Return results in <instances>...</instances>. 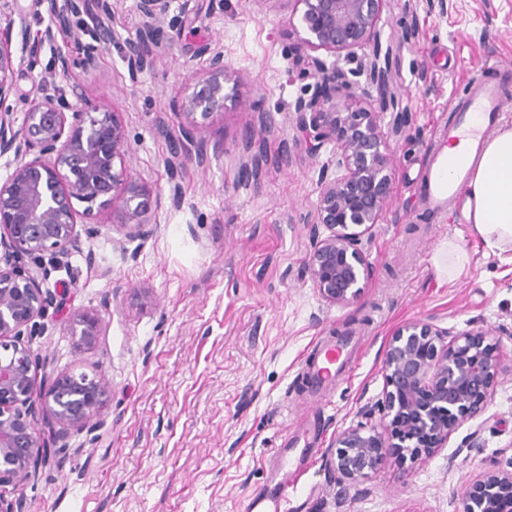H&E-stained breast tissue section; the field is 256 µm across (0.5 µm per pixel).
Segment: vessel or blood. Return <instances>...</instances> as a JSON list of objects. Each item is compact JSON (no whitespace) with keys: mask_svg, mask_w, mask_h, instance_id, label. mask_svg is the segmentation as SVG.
Listing matches in <instances>:
<instances>
[{"mask_svg":"<svg viewBox=\"0 0 512 512\" xmlns=\"http://www.w3.org/2000/svg\"><path fill=\"white\" fill-rule=\"evenodd\" d=\"M511 83L512 70L506 68L494 76L476 75L453 94L454 117L429 148L422 169L417 191L420 210L436 219L455 210L472 174L470 161L481 155L504 108L506 88ZM464 138L469 141V158L449 157V144ZM309 357L308 374L311 382L318 385L331 382L349 365L342 346L320 339L313 342ZM316 443L313 432L303 440L291 438L281 443L275 451L278 464L269 476V488L265 494L249 499L243 512H291L293 491L309 461L307 450Z\"/></svg>","mask_w":512,"mask_h":512,"instance_id":"obj_1","label":"vessel or blood"}]
</instances>
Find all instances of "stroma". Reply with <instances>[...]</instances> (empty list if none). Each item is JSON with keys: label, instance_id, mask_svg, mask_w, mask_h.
<instances>
[{"label": "stroma", "instance_id": "stroma-1", "mask_svg": "<svg viewBox=\"0 0 512 512\" xmlns=\"http://www.w3.org/2000/svg\"><path fill=\"white\" fill-rule=\"evenodd\" d=\"M112 40L98 64L80 63L91 37L78 29L40 35L51 19L37 0H14L11 18L38 43L34 65L15 72L8 101L15 127L26 112L78 91L117 113L130 142L131 173L158 191L153 224L128 240L111 210L77 204L80 239L45 282L62 301L33 343L36 385L60 374L103 373L112 385L97 438L72 434L67 448L22 486V512H241L263 490L282 439L307 425L319 444L298 483L293 512H462L481 473L512 469V375L498 377L485 407L445 447L409 471L386 461L356 495L327 464L337 433L382 396L383 351L393 332L426 320L454 332L505 329L498 351L512 361V250L488 249L456 213L443 224L417 218L415 186L424 152L448 120L457 88L480 70L512 64V0H387L377 22L393 49L397 108L408 120L394 142L392 203L364 251L371 276L358 302L338 307L307 270L321 171L337 175L336 149L310 154L299 101L320 94L311 59L349 69L371 46L334 54L303 46L286 0H171L178 22L163 26L168 49L131 77L125 43L142 27L138 0H111ZM69 49L67 73L57 53ZM224 56L223 112L183 106ZM190 128L201 159L177 175L166 165L164 129ZM181 188L169 200L170 179ZM458 242L470 261L456 274L434 257ZM98 316L94 343L74 348L72 312ZM358 336L351 372L308 392L306 350L316 337ZM479 452L448 457L472 432Z\"/></svg>", "mask_w": 512, "mask_h": 512}]
</instances>
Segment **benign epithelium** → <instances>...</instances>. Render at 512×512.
Wrapping results in <instances>:
<instances>
[{
    "mask_svg": "<svg viewBox=\"0 0 512 512\" xmlns=\"http://www.w3.org/2000/svg\"><path fill=\"white\" fill-rule=\"evenodd\" d=\"M11 0H0V153L14 151L13 172L0 183V229L7 244L0 255V512H15L8 496L16 494L30 472L51 461V445L41 437L36 409L57 427L56 442L68 447L74 432L92 434L101 426L100 414L111 385L101 373H66L48 388L35 386V338L48 330V310L54 295L44 287L51 269L61 266L77 245L74 203L100 208L120 203L114 225L135 237L151 223L157 194L126 170L127 135L115 113L99 112L74 90L26 113L22 130L14 129L11 112L3 108L13 92L16 58L12 52L13 22L5 12ZM46 6L52 25L44 39L54 40L53 27L69 29L73 19L91 11L111 13L110 0H38ZM288 23H299L302 42L313 50L334 54L373 44L372 54L356 67L328 68L312 60V76L331 78L345 111L325 94L315 103L301 102L310 112L302 125L307 148L316 153L327 142L336 144L337 166L343 173L321 175L316 223L327 231L312 232L307 266L313 286L329 304L348 306L363 294L371 267L363 238L378 223L392 201L393 154L390 140L404 132L402 117L388 127L379 113L353 108L357 77L376 86L385 98L390 91L391 48H382L377 22L386 0H288ZM143 32L127 41L125 59L132 75L151 67L156 38L169 10V0H139ZM95 44L81 59L91 69L100 47L112 40V28L98 25ZM211 75L185 108L202 109L204 117L224 109V56L210 60ZM39 150L31 160L26 155ZM72 335L79 348L92 345L101 322L79 314ZM512 365L503 363L496 343H483L470 333H454L430 322L402 324L388 342L382 360V397L361 410V421L336 437L330 466L344 480L361 487L386 460L408 470L448 443L465 421L484 407L497 377ZM480 491L465 498L463 512H503L500 492L512 491V471H487Z\"/></svg>",
    "mask_w": 512,
    "mask_h": 512,
    "instance_id": "obj_1",
    "label": "benign epithelium"
}]
</instances>
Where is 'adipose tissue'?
I'll return each instance as SVG.
<instances>
[{"instance_id":"obj_1","label":"adipose tissue","mask_w":512,"mask_h":512,"mask_svg":"<svg viewBox=\"0 0 512 512\" xmlns=\"http://www.w3.org/2000/svg\"><path fill=\"white\" fill-rule=\"evenodd\" d=\"M465 217L492 250L512 248V126L486 143L465 189Z\"/></svg>"}]
</instances>
